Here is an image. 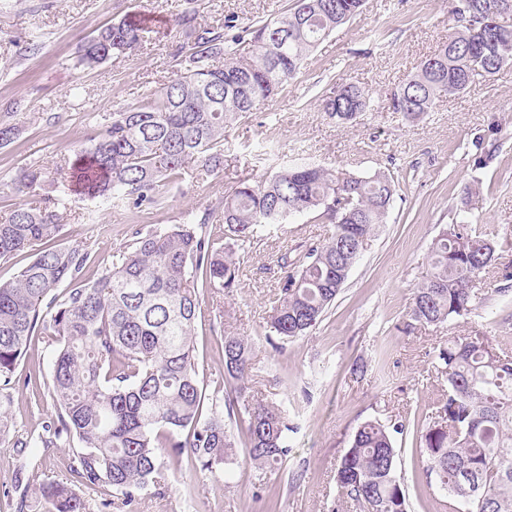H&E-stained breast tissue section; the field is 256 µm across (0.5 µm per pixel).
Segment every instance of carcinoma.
<instances>
[{
  "label": "carcinoma",
  "mask_w": 512,
  "mask_h": 512,
  "mask_svg": "<svg viewBox=\"0 0 512 512\" xmlns=\"http://www.w3.org/2000/svg\"><path fill=\"white\" fill-rule=\"evenodd\" d=\"M480 18L472 24L450 9L456 26L418 70L396 89L391 108L416 120L435 101L465 91L512 65V0H464ZM364 0H294L291 8L252 31V56H237L241 37L220 27L196 26L190 7L180 25L190 36L177 42L178 69L133 109L101 117L104 130L73 162L22 171L16 190L31 201L0 222V260L33 251L10 282H0V433L8 426L16 365L36 329L51 337L56 418L43 433L16 441L48 448L77 440L70 471L80 486L107 487L131 505L161 478L164 459L215 472L232 460L235 434L224 426V409L244 395L253 344L244 336L220 335L224 379L213 381L206 401L194 357L193 333L201 315V289L231 291L240 269L234 244L250 243L293 215L315 212L334 225L324 242L288 261L280 297L269 315L278 338L305 335L340 293L366 241L384 223L397 194L394 176L339 173L319 165H289L264 181L243 180L219 201L224 238L198 231V223L163 231L134 232L116 266L90 280L83 276L89 253L51 245L62 229L64 182L104 205L132 211L154 209L170 185L224 169L228 127L269 104L288 87L303 59L337 27L360 14ZM142 29L119 21L82 45L88 66L127 54ZM365 88L341 83L321 96L330 117L350 121L368 110ZM198 166L191 168L190 163ZM495 253L494 240L469 218L449 225L435 239L432 272L413 292L412 318L443 324L468 314ZM65 292L58 294L61 285ZM437 371L448 388L438 400L439 418L426 424L419 448L426 472L446 492L448 512H512V353L475 333L446 340ZM234 379L236 396L225 383ZM245 448L258 468L282 464L291 451L285 410L256 402L245 407ZM405 430L366 421L356 430L336 473L337 492L360 512H408L398 474L393 434ZM43 512H87L84 497L68 483L34 486Z\"/></svg>",
  "instance_id": "cac0c4a2"
}]
</instances>
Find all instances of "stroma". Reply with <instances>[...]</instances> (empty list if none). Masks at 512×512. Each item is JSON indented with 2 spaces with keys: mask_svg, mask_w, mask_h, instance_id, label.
Returning a JSON list of instances; mask_svg holds the SVG:
<instances>
[{
  "mask_svg": "<svg viewBox=\"0 0 512 512\" xmlns=\"http://www.w3.org/2000/svg\"><path fill=\"white\" fill-rule=\"evenodd\" d=\"M293 0H197V24L236 19L238 31L276 18ZM185 0H0V121L18 134L0 147V219L27 197L15 182L32 163L74 158L101 130L100 116L141 104L176 70ZM139 24L134 52L88 68L80 46L112 22ZM454 28L448 0H366L363 11L314 48L296 78L264 111L227 130L224 169L201 181L172 186L165 206L130 212L70 193L56 243L90 253L84 270L96 278L111 267L134 230L163 229L215 208L239 181L271 177L307 161L343 173L390 169L397 194L385 224L367 241L335 303L306 336H270L268 316L284 276L278 261L327 239L332 225L310 214L293 217L240 250L232 292L210 290L194 335L201 381L224 372L213 324L254 343L247 400L283 407L294 430L280 468L258 469L237 455L215 473L167 469L159 494L132 512H354L336 491V469L364 421H404L396 435L398 471L411 512H445L446 499L426 475L419 436L447 381L435 369L445 339L477 332L512 349V293L500 295L496 271L479 288L468 315L423 325L410 317L415 286L431 271L430 251L443 228L471 215L493 234L497 255L512 256V67L465 93L444 97L422 118L392 111V92L445 41ZM38 40L37 52L26 51ZM364 87L371 107L342 122L321 112L319 98L336 85ZM365 376L352 374L356 360ZM46 336H34L11 390L9 430L0 435V512H15L23 493L14 473L27 464L37 480L75 483L70 446L19 455L14 442L41 433L57 405Z\"/></svg>",
  "mask_w": 512,
  "mask_h": 512,
  "instance_id": "obj_1",
  "label": "stroma"
}]
</instances>
